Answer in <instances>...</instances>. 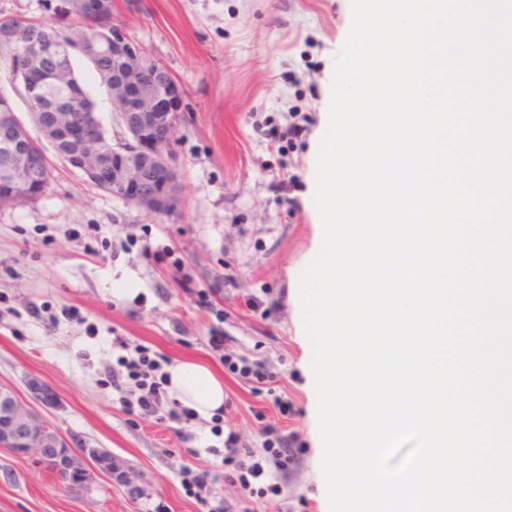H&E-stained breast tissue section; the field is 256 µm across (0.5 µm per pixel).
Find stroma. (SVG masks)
Here are the masks:
<instances>
[{"label": "stroma", "mask_w": 512, "mask_h": 512, "mask_svg": "<svg viewBox=\"0 0 512 512\" xmlns=\"http://www.w3.org/2000/svg\"><path fill=\"white\" fill-rule=\"evenodd\" d=\"M112 20L185 93L174 136L181 206L146 213L50 158L46 191L0 210V387L73 447L107 451L133 484L91 460L71 490L0 448V512H209L218 502L228 512H325L295 272L315 256L313 159L350 0H112ZM292 122L305 130L288 147L267 138ZM215 333L223 352L208 345ZM139 347L222 379L224 407L188 423L194 441L178 440V423L124 410L112 370ZM227 355L262 363L288 415L225 367ZM41 386L53 402L36 397ZM264 421L297 440L287 472L265 458ZM231 430L264 466L249 492L226 478ZM188 467L210 474L208 503L186 493ZM270 484L279 495L256 496Z\"/></svg>", "instance_id": "35a3bbf8"}]
</instances>
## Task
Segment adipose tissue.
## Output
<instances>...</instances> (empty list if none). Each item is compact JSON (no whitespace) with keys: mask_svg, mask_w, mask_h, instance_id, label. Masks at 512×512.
<instances>
[{"mask_svg":"<svg viewBox=\"0 0 512 512\" xmlns=\"http://www.w3.org/2000/svg\"><path fill=\"white\" fill-rule=\"evenodd\" d=\"M167 390L199 417L211 418L224 405V386L205 366L190 360L174 362L167 369Z\"/></svg>","mask_w":512,"mask_h":512,"instance_id":"adipose-tissue-1","label":"adipose tissue"}]
</instances>
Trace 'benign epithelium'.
Here are the masks:
<instances>
[{"label": "benign epithelium", "instance_id": "obj_1", "mask_svg": "<svg viewBox=\"0 0 512 512\" xmlns=\"http://www.w3.org/2000/svg\"><path fill=\"white\" fill-rule=\"evenodd\" d=\"M85 42L102 43L112 54L118 70L112 72L109 96L122 136L105 148L100 117L87 103L82 86L77 96L52 103L53 117L44 120L39 112V90L55 79L54 57L69 47L49 44L38 32L25 42L5 44L19 63L12 71L21 83L28 106L29 121L40 131L58 157L79 171L95 187L132 203L145 212L168 216L180 207L178 176L173 166L174 131L184 99L171 71L141 43L116 25L107 24L85 33ZM13 145L20 151L23 176L0 174V202L19 204L41 193L39 175L48 162L16 111L0 116ZM0 447L10 448L20 457L31 458L54 473L84 470L92 449L76 452L49 424L10 390L0 388Z\"/></svg>", "mask_w": 512, "mask_h": 512}]
</instances>
